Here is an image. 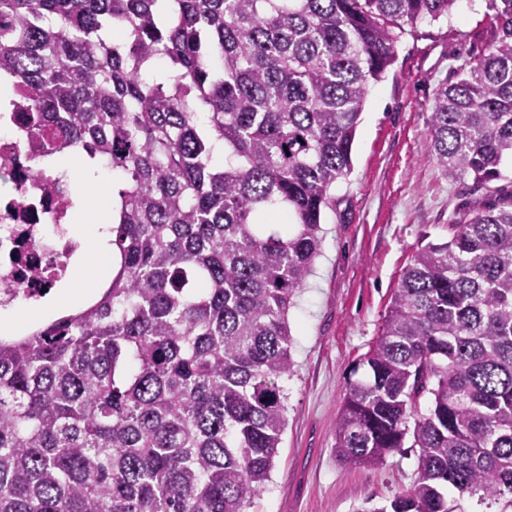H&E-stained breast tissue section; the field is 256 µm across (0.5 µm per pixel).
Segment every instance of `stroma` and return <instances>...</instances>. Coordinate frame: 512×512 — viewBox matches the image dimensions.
I'll return each instance as SVG.
<instances>
[{
  "instance_id": "35a3bbf8",
  "label": "stroma",
  "mask_w": 512,
  "mask_h": 512,
  "mask_svg": "<svg viewBox=\"0 0 512 512\" xmlns=\"http://www.w3.org/2000/svg\"><path fill=\"white\" fill-rule=\"evenodd\" d=\"M496 38L489 0H459L449 18L405 34L395 64L371 85L352 170L332 191L321 251L288 313L287 426L248 512H369L413 484L416 449L378 465L345 464L334 423L351 370L380 335L412 257L446 242L452 217L480 198L468 182L442 176L428 126L435 94L455 79L460 58L488 52Z\"/></svg>"
}]
</instances>
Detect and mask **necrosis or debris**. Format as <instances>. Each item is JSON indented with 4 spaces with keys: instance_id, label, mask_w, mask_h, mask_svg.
<instances>
[{
    "instance_id": "4bbe7bcc",
    "label": "necrosis or debris",
    "mask_w": 512,
    "mask_h": 512,
    "mask_svg": "<svg viewBox=\"0 0 512 512\" xmlns=\"http://www.w3.org/2000/svg\"><path fill=\"white\" fill-rule=\"evenodd\" d=\"M24 89L0 95V311L27 313L66 286L85 250L75 183L54 167V123L27 118Z\"/></svg>"
}]
</instances>
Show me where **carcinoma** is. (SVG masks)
I'll return each mask as SVG.
<instances>
[{"label": "carcinoma", "instance_id": "obj_1", "mask_svg": "<svg viewBox=\"0 0 512 512\" xmlns=\"http://www.w3.org/2000/svg\"><path fill=\"white\" fill-rule=\"evenodd\" d=\"M457 2L0 0V68L29 118L112 152L121 178L110 287L0 341V512H246L370 85L406 29ZM491 8L500 38L429 121L442 175L476 192L512 160V0ZM448 232L413 256L336 417L344 463L418 449L413 485L362 512H512V204Z\"/></svg>", "mask_w": 512, "mask_h": 512}]
</instances>
